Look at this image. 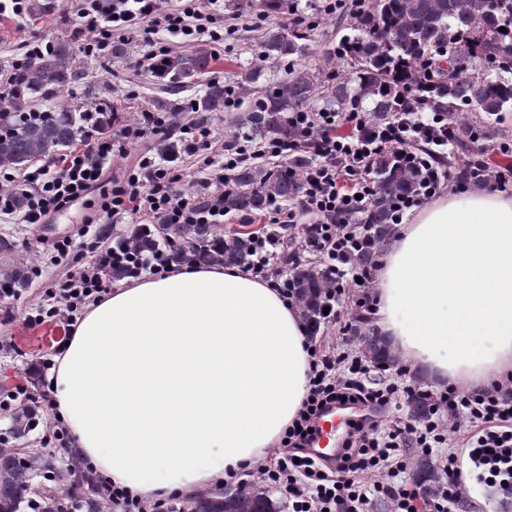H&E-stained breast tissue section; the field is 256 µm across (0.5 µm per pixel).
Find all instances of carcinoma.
<instances>
[{"label": "carcinoma", "instance_id": "carcinoma-1", "mask_svg": "<svg viewBox=\"0 0 512 512\" xmlns=\"http://www.w3.org/2000/svg\"><path fill=\"white\" fill-rule=\"evenodd\" d=\"M352 36L342 37L322 51L323 61L350 60L351 71L343 78L327 76L323 66L303 58L311 54L316 25L274 23L260 27L256 55L280 75L260 82L263 69L251 68L233 87L213 72V58L205 46L171 52L162 62L157 79L164 82L169 100L157 99L152 111L176 115L193 112L208 123L224 111L231 90L253 96L246 113L233 119L246 136L266 140H290L297 135L288 125V113L311 112L317 103L329 112H349L363 103L371 105L368 128L375 131L389 123L413 127L440 120L441 139H415L408 147L428 159L459 186L479 187L485 181V156L503 148L512 133L504 125V113L512 112V0H368L349 21ZM506 31H500V28ZM76 35L52 39L41 51L13 66L7 80L12 98L0 103V169H20L36 158H57L95 127L102 136L112 133L121 120V100L99 97L88 105L42 109L33 102L69 93L86 80ZM205 78L201 93L190 99L179 94L192 80ZM469 156L455 160L456 152ZM311 163L307 153H297L279 168L255 163L238 166L224 189V213L249 223L274 205L293 204L301 194V175ZM372 194L363 211L348 218L362 226L357 250L341 257L346 265L371 269L378 264L383 246L397 232L393 222L398 198L418 193L419 168L405 167L397 148L375 153L369 167ZM277 238L268 261L291 281L299 317L312 336L325 326L323 310L332 291L328 270L320 260L304 257L319 247V227L307 224L298 235L287 224L266 230ZM131 246L142 257L163 254L170 264L219 263L249 269L258 255L254 232L235 231L225 237L215 224H168L156 217L154 229L133 228L116 240L115 249ZM29 278L19 264H0V284L22 288ZM364 352L376 365H391L396 356L388 340L358 318L352 326ZM35 411L26 407L13 415L11 433L19 438L33 428ZM53 474V482L66 486L63 494L43 493L40 501L29 498L38 479ZM411 479L430 489L438 482L432 459L416 456ZM91 480L80 481L77 463L63 468L42 455L0 448V512H102ZM283 512L286 504L274 499L269 489H229L202 493L169 506L167 512Z\"/></svg>", "mask_w": 512, "mask_h": 512}]
</instances>
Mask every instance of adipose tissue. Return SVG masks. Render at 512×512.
I'll return each instance as SVG.
<instances>
[{
	"mask_svg": "<svg viewBox=\"0 0 512 512\" xmlns=\"http://www.w3.org/2000/svg\"><path fill=\"white\" fill-rule=\"evenodd\" d=\"M375 326L400 359L467 387L512 373V198L425 206L390 243ZM308 331L272 283L196 264L88 307L50 377L80 455L145 501L233 480L309 390Z\"/></svg>",
	"mask_w": 512,
	"mask_h": 512,
	"instance_id": "obj_1",
	"label": "adipose tissue"
}]
</instances>
